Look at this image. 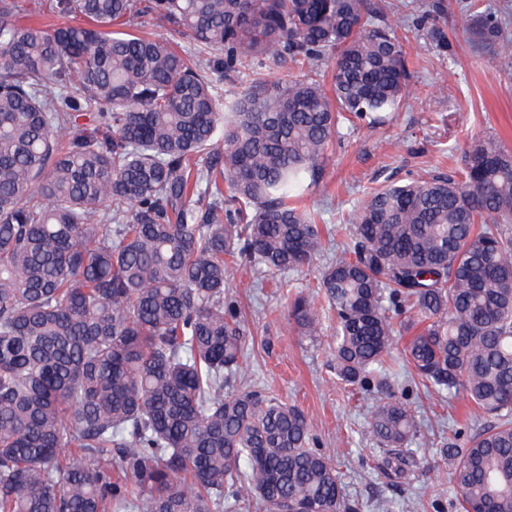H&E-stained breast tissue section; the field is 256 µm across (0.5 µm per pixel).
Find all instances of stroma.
Listing matches in <instances>:
<instances>
[{
    "mask_svg": "<svg viewBox=\"0 0 512 512\" xmlns=\"http://www.w3.org/2000/svg\"><path fill=\"white\" fill-rule=\"evenodd\" d=\"M386 2L387 20L405 48L409 94L385 124L339 127L326 186L306 201L334 231L311 265L281 274L279 289L260 271L235 273L230 287L253 332L247 366L227 389H266L299 407L318 448L333 457L346 498L360 503V512H460L450 467L435 446L424 445L406 477L388 474L383 450L364 433L371 399L341 385L334 374L333 322L309 339L286 308L288 297L317 284L324 265L349 237L345 215L369 191L460 170L468 147L485 135L512 149V58L474 49L455 33L473 2L512 26V0H443L447 9L438 16L427 12L434 0ZM408 399L428 436L467 423H492L475 415L459 395L422 392Z\"/></svg>",
    "mask_w": 512,
    "mask_h": 512,
    "instance_id": "stroma-1",
    "label": "stroma"
}]
</instances>
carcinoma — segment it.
Segmentation results:
<instances>
[{"label": "carcinoma", "mask_w": 512, "mask_h": 512, "mask_svg": "<svg viewBox=\"0 0 512 512\" xmlns=\"http://www.w3.org/2000/svg\"><path fill=\"white\" fill-rule=\"evenodd\" d=\"M385 9L0 0V512H357L298 408L224 390L252 335L229 280L321 250L301 201L333 135L407 94ZM147 17L193 52L134 33ZM462 36L512 56L490 15ZM287 63L301 76L263 77ZM245 71L248 89L218 94ZM346 223L324 306L296 295L290 315L307 336L335 321L336 377L373 397L366 433L394 474L421 435L399 367L493 418L439 453L461 512H512V151L479 139L462 179L387 185ZM403 316L419 330L396 357Z\"/></svg>", "instance_id": "cac0c4a2"}]
</instances>
